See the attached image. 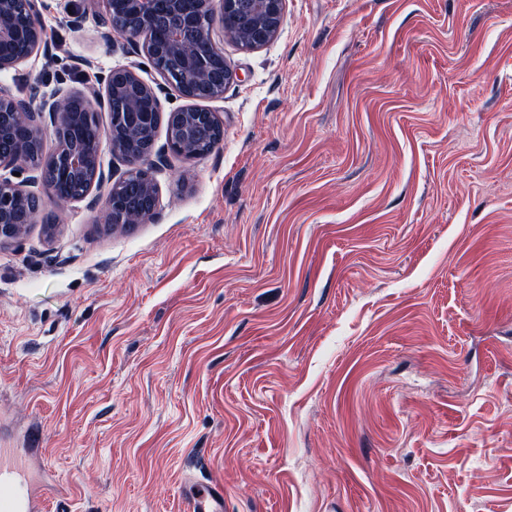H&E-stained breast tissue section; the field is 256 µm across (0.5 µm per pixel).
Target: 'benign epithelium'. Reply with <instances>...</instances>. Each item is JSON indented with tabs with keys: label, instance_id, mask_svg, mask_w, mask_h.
<instances>
[{
	"label": "benign epithelium",
	"instance_id": "7a95c632",
	"mask_svg": "<svg viewBox=\"0 0 512 512\" xmlns=\"http://www.w3.org/2000/svg\"><path fill=\"white\" fill-rule=\"evenodd\" d=\"M103 3L101 37L114 45L112 34H123L132 47H141L147 63L161 78L177 89L191 104L165 110L160 94L162 87L142 79L140 66L131 64L103 71L96 84L82 90H58L49 97L33 91L21 99L0 89V247L20 241L24 232L16 225L37 221L23 218L16 203L27 199L42 213L40 195L28 186L42 183L50 196L59 184L71 188L70 201H85L98 211L104 224L124 222L145 224L157 217L159 186L157 168L169 154L184 159L196 158L187 143L207 132L216 144L224 138V124L217 113L200 105L202 101L221 99L224 90L237 79V74L224 54L213 55L216 43L214 25L222 22L218 6L243 4L252 17L244 32L246 50L254 51L272 42L278 34L284 14L285 0H101ZM27 13L31 41L40 45L43 37L42 16L45 0H0V46L17 38L13 24L17 9ZM122 8L138 18L134 29L119 28L112 22ZM86 18V8L76 2L68 4L66 23L79 29ZM80 100L84 113L98 117L106 112L109 124L100 131L93 149H87L78 135L65 136V129L79 124L80 113L72 105ZM21 114L28 128L25 138L5 135L13 130L16 114ZM168 119L166 144L155 149L156 137L163 119ZM50 122L57 139L56 151L34 161V145H42L45 122ZM107 138L112 155L126 166L116 180L105 172L100 151L102 138ZM24 175L16 180L14 173Z\"/></svg>",
	"mask_w": 512,
	"mask_h": 512
}]
</instances>
